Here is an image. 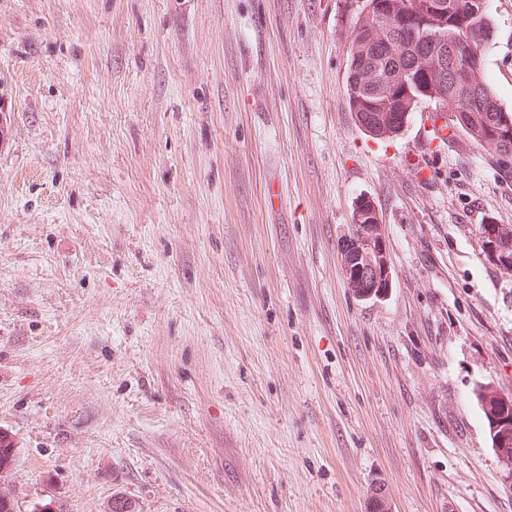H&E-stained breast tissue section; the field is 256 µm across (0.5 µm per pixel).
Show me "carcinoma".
Segmentation results:
<instances>
[{
  "label": "carcinoma",
  "instance_id": "cac0c4a2",
  "mask_svg": "<svg viewBox=\"0 0 512 512\" xmlns=\"http://www.w3.org/2000/svg\"><path fill=\"white\" fill-rule=\"evenodd\" d=\"M484 0H366L364 15L350 30L352 43L345 88L358 127L376 136L399 133L417 104L440 108L463 102L455 125L477 143L494 148L503 163H512V110L508 111L486 82L484 68L457 65L461 49L441 40L464 25ZM495 27L484 11L483 24L466 37L479 50L491 43ZM484 246L498 265H512V228L481 225ZM349 262L353 287L368 292L389 283L374 281ZM492 442L512 448V402L486 414Z\"/></svg>",
  "mask_w": 512,
  "mask_h": 512
}]
</instances>
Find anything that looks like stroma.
Wrapping results in <instances>:
<instances>
[{"label":"stroma","mask_w":512,"mask_h":512,"mask_svg":"<svg viewBox=\"0 0 512 512\" xmlns=\"http://www.w3.org/2000/svg\"><path fill=\"white\" fill-rule=\"evenodd\" d=\"M365 0H0V477L16 512H512V168L345 97ZM484 74L512 109V0ZM421 155V180L406 163ZM369 201L390 286L342 241ZM484 246L495 258L499 266L512 265V228L506 229L499 224L481 225ZM354 239H355L354 237H351L350 240L345 239L344 244H343V250L346 253V257L347 258L349 257V259H350V262H349L350 274L348 272V275H349L350 283L353 286V288H358L362 292L363 291L368 292L372 288H377L376 291H379L380 288H388L389 282H386V281H389V279H388L389 272H388L387 264L385 263V261H383L381 269L378 266H376L374 263V260H373V255L370 252L369 248H365V250L362 248H358L356 262L359 263V267H358V264L354 262L355 260H354L353 256L355 255V251H356V245L354 243ZM357 267L362 272L367 271L372 276L373 279L371 278V276H366L365 273H360V271L356 270ZM384 278H386V281ZM379 279H384V280H381L379 282L374 281V280H379ZM490 405H493L495 408L498 405H503L500 409L494 410L489 408V414L486 412V418L488 421V426L490 433L492 435L493 446L498 444V452L500 457L508 462L507 454L508 449L512 448V400L509 401L502 398H490L486 400ZM509 403V404H508ZM494 426H496V431H494ZM504 433L503 436L501 434ZM503 440H505V448H503ZM498 441V443H497Z\"/></svg>","instance_id":"obj_1"}]
</instances>
